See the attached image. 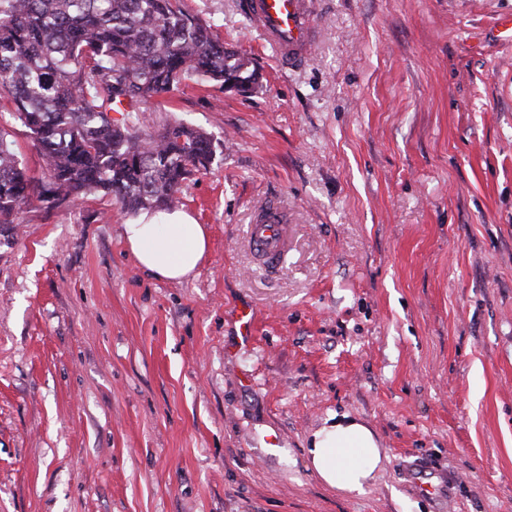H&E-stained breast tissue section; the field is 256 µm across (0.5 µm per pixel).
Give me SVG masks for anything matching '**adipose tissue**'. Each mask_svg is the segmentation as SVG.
<instances>
[{"label": "adipose tissue", "mask_w": 512, "mask_h": 512, "mask_svg": "<svg viewBox=\"0 0 512 512\" xmlns=\"http://www.w3.org/2000/svg\"><path fill=\"white\" fill-rule=\"evenodd\" d=\"M125 241L138 263L157 278L180 281L191 276L209 250L205 225L185 219L166 221L142 215L126 225ZM309 459L317 475L347 494H363L382 462L381 450L366 425L349 415L330 416L313 434Z\"/></svg>", "instance_id": "obj_1"}]
</instances>
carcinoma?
Listing matches in <instances>:
<instances>
[{
  "instance_id": "1",
  "label": "carcinoma",
  "mask_w": 512,
  "mask_h": 512,
  "mask_svg": "<svg viewBox=\"0 0 512 512\" xmlns=\"http://www.w3.org/2000/svg\"><path fill=\"white\" fill-rule=\"evenodd\" d=\"M187 79L246 93L259 74L180 0H0V113L43 161L30 174L0 128V224L35 200L54 210L88 194L129 214L173 209L214 160L213 139L178 118L145 133L139 113Z\"/></svg>"
}]
</instances>
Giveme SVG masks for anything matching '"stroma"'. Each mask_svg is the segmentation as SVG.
Listing matches in <instances>:
<instances>
[{
	"mask_svg": "<svg viewBox=\"0 0 512 512\" xmlns=\"http://www.w3.org/2000/svg\"><path fill=\"white\" fill-rule=\"evenodd\" d=\"M240 2L183 6L258 86L186 80L140 115L216 145L181 187L210 237L193 275L141 267L107 197L0 231V512H512V0H319L293 70ZM269 199L274 273L246 242ZM337 413L382 450L361 495L308 459ZM288 244V214L270 200L257 206L249 227V245L267 268H275Z\"/></svg>",
	"mask_w": 512,
	"mask_h": 512,
	"instance_id": "35a3bbf8",
	"label": "stroma"
}]
</instances>
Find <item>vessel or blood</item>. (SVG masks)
Returning <instances> with one entry per match:
<instances>
[{
	"label": "vessel or blood",
	"mask_w": 512,
	"mask_h": 512,
	"mask_svg": "<svg viewBox=\"0 0 512 512\" xmlns=\"http://www.w3.org/2000/svg\"><path fill=\"white\" fill-rule=\"evenodd\" d=\"M315 0H244L243 12L285 68L304 65L317 43ZM288 244V214L275 201L253 212L249 245L266 267L275 268Z\"/></svg>",
	"instance_id": "obj_1"
}]
</instances>
